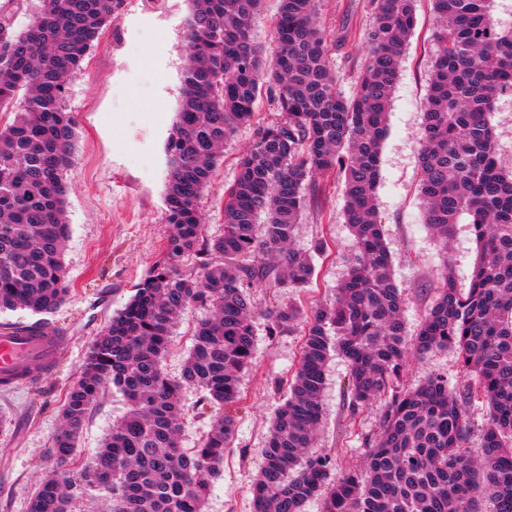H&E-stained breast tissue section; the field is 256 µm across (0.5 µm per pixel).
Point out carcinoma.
I'll list each match as a JSON object with an SVG mask.
<instances>
[{"label":"carcinoma","instance_id":"1","mask_svg":"<svg viewBox=\"0 0 512 512\" xmlns=\"http://www.w3.org/2000/svg\"><path fill=\"white\" fill-rule=\"evenodd\" d=\"M16 31L0 13V312L49 314L69 293L63 250L65 175L74 164L76 123L67 82L123 0H37ZM417 0H373L369 51L356 92L336 89L315 0H281L275 53L251 40L261 0H192L184 97L168 144L167 237L163 261L88 349L67 390L52 448L58 471L42 479L29 512H76L91 488L109 512H205L224 449L231 407L251 366L257 315L278 336L302 323L298 367L276 409L264 463L251 487L254 512H512V168L496 152L493 103L512 92V28L490 18V0H431L436 45L419 157L424 223L443 241L461 216L477 243L468 291L444 267L438 294L413 339L392 273L375 199L399 59ZM277 92L283 119L261 126L224 189L223 232L203 235L201 200L227 141L251 121L259 90ZM318 174L344 183L343 216L355 254L331 301L303 311L293 291L313 277L312 254L293 248ZM197 275L180 271L185 256ZM284 289L258 312L253 289ZM191 304L205 310L181 374L164 371L174 329ZM453 348L466 381L431 373L400 381L409 355ZM348 365L351 410L383 399L363 464L332 476L331 456L310 451L322 414L332 354ZM119 389L124 416L92 459L77 458L80 430L102 390ZM202 392L216 410L209 430L184 446L181 393ZM485 405L481 446L468 448L470 405Z\"/></svg>","mask_w":512,"mask_h":512}]
</instances>
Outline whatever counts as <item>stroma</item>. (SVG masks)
Instances as JSON below:
<instances>
[{"mask_svg":"<svg viewBox=\"0 0 512 512\" xmlns=\"http://www.w3.org/2000/svg\"><path fill=\"white\" fill-rule=\"evenodd\" d=\"M191 0H124L112 23L94 41L80 72L68 83L66 105L77 126L74 165L66 175V221L70 226L64 264L71 294L54 313L0 312V325L45 320L70 336L54 372L35 386L0 388V512H28L30 494L55 469L52 440L60 426L64 395L76 379L93 339L119 312L165 251L170 226L165 214L167 143L183 98L188 64L185 22ZM318 27L343 95H351L367 52L365 33L373 23L371 0H317ZM435 19L422 0L417 22L399 66L388 109V135L381 154L376 206L391 251L396 283L406 304L408 333H415L436 295L444 267L459 288H468L476 258L470 224L454 225L440 240L424 222L418 191L420 129L435 44ZM281 116L275 93L262 91L251 123L225 143L203 198L205 237L222 230L225 186L237 175V158L254 141L256 127ZM322 193L308 203L293 246L310 249L326 239L329 251L313 257L315 274L301 292L303 308L332 300L354 256L344 222V186L319 176ZM301 344L299 328L267 336L256 321L252 366L241 386L236 432L214 480L206 512H252L249 488L263 465V450L276 407L286 395ZM432 373L463 380L453 350L410 356L400 380L412 386ZM324 415L315 450L331 455L337 472L361 464L364 440L377 430L371 410L352 414L348 368L341 356L328 363L322 393ZM125 412L122 395L108 388L94 405L78 451L92 457L105 433Z\"/></svg>","mask_w":512,"mask_h":512,"instance_id":"obj_1","label":"stroma"}]
</instances>
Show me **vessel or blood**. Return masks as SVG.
Segmentation results:
<instances>
[{"label":"vessel or blood","instance_id":"vessel-or-blood-1","mask_svg":"<svg viewBox=\"0 0 512 512\" xmlns=\"http://www.w3.org/2000/svg\"><path fill=\"white\" fill-rule=\"evenodd\" d=\"M69 345L68 337L45 326L0 329V379L14 381L24 367L44 364Z\"/></svg>","mask_w":512,"mask_h":512}]
</instances>
